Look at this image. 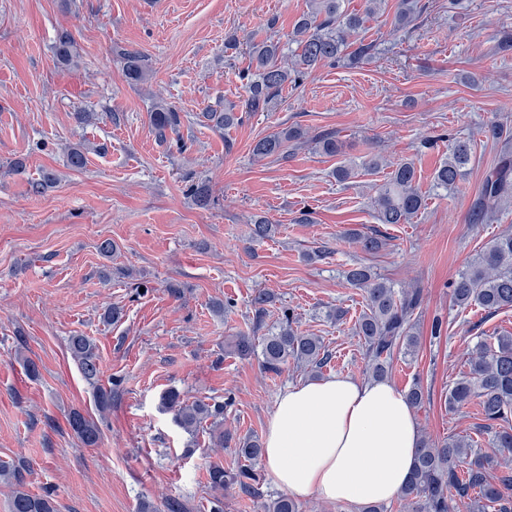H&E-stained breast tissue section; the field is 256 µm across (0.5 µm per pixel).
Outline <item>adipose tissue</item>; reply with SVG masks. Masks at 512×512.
I'll return each instance as SVG.
<instances>
[{
	"instance_id": "ef3b65f1",
	"label": "adipose tissue",
	"mask_w": 512,
	"mask_h": 512,
	"mask_svg": "<svg viewBox=\"0 0 512 512\" xmlns=\"http://www.w3.org/2000/svg\"><path fill=\"white\" fill-rule=\"evenodd\" d=\"M418 445L415 412L403 392L386 380L334 375L279 397L263 461L291 497L365 506L401 494Z\"/></svg>"
}]
</instances>
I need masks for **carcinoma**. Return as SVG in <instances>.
<instances>
[{"label": "carcinoma", "mask_w": 512, "mask_h": 512, "mask_svg": "<svg viewBox=\"0 0 512 512\" xmlns=\"http://www.w3.org/2000/svg\"><path fill=\"white\" fill-rule=\"evenodd\" d=\"M347 0H310L309 8L296 22L291 38L286 43L274 40L253 41L249 54L254 71L244 72L248 94L246 105L253 111L269 109L278 94L290 83L298 84L309 71L340 60L349 47V59L358 63L371 55L372 47L356 44L351 37L364 26L366 20L380 12L385 0H364L363 10L345 9ZM419 0H399L391 34L395 35L420 16ZM54 55L65 66L78 57L73 35L62 30L54 43ZM127 76L139 81L144 76L141 57L124 53ZM204 122L217 129L232 126L237 121L233 107L222 112L210 109L200 113ZM152 124L160 140L167 132L175 133L180 126L178 109L161 100L152 109ZM305 138L298 128H285L260 139L253 147L254 155L265 158L283 155L288 143ZM316 151L329 156L345 154V145L331 132L310 138ZM471 158L470 142L456 140L433 174L434 186L455 191L466 176ZM377 170L383 161L372 156L361 164L345 160L336 167V179L347 181L357 174L358 167ZM190 196L199 208L212 203L210 186L199 181L190 185ZM512 204V152L506 150L496 167L486 175L469 209V222L487 224L499 219L502 210ZM371 205L381 224H410L425 206V199L416 184V170L411 161H401L386 181L375 188ZM275 233L274 224L258 216L251 224L249 239L253 242L267 239ZM348 236L361 244L363 250L380 249V238L363 235L354 230ZM346 282L364 293L365 310L359 316L354 333L362 342L367 376L381 380L386 377L394 355L415 351L419 344L415 316L424 303L420 288H396L393 283L363 263L352 265L345 272ZM452 299L456 306H476L489 314L512 308V232H503L491 239L468 262L452 282ZM272 297L260 291L251 298L254 316L262 321L266 306ZM293 315L283 314L280 324L268 331L259 344L254 337L240 335L234 352L242 358L260 350L262 368L279 374L288 361L296 366L316 371L327 364L331 353L321 338L304 335L293 327ZM72 358L89 384L97 386V403L101 409L112 404V389L99 386L103 368L96 347L86 336H73L69 341ZM476 403L488 421L489 448H478L472 442L450 435L442 440L423 437L417 450V463L410 483L402 497L414 512H454L457 502L467 503L468 512H486L495 505V512H512V468L502 457L512 453V335L502 334L494 341L480 342L470 354L468 371L448 390V409L456 411ZM165 403L174 409L177 425L190 436H195L203 424H209L211 440L218 447L235 442L236 453L243 464L234 470L212 463L208 469L209 485L220 495L237 492L263 500V512H302V505L285 493L265 497L263 478L258 470L263 447L259 438L233 440L224 431V407L228 403L190 404L180 400L176 392L165 396ZM69 426L86 446H95L101 439L96 423L74 411ZM29 466L23 461L0 465V482L13 488L11 512H56L48 495H33L26 490Z\"/></svg>", "instance_id": "obj_1"}]
</instances>
